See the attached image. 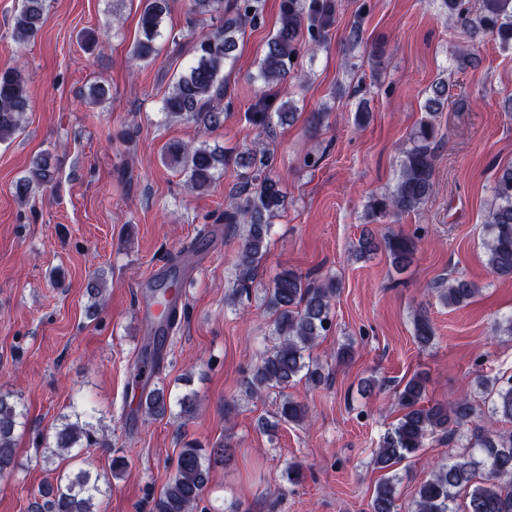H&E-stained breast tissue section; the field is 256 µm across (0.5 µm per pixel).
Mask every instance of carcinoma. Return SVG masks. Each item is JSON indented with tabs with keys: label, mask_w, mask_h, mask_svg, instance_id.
Returning <instances> with one entry per match:
<instances>
[{
	"label": "carcinoma",
	"mask_w": 512,
	"mask_h": 512,
	"mask_svg": "<svg viewBox=\"0 0 512 512\" xmlns=\"http://www.w3.org/2000/svg\"><path fill=\"white\" fill-rule=\"evenodd\" d=\"M45 0H24V7L13 22V39L17 47L35 38L42 27ZM187 14L206 17L210 28L201 32L193 43L194 63L174 78L163 101L169 117L193 123L210 131L224 122V66L233 59L235 34L263 18L265 0H187ZM445 19L456 22L470 34H487L503 48H512V0H441ZM170 12V0H142L139 23L143 38L132 50L137 61L156 57V41L161 37L163 16ZM336 13V0H282L279 24L266 43L255 80L261 88L284 87L302 52L313 51L328 39ZM451 97L448 83L432 85V95L424 108L428 117L419 121L411 134V146L399 160L396 184L386 194L372 197L366 215L373 222L390 214L415 211L430 196L434 178V143L437 136L435 114ZM29 108L28 78L24 69L12 67L0 71V143L10 139L21 127ZM296 106L288 99L277 107L260 99L255 111L245 113V120L265 130L273 122L283 124L295 117ZM51 156L44 153L34 162L31 176L15 184V195L24 200L32 191V183H49L54 178ZM162 159L183 173L192 191L208 190L229 160L224 151L202 142H170L163 147ZM244 169L241 180L230 190L224 209V223L244 226L235 264L233 295H250L256 275L269 249V228L273 218L284 209L285 192L273 173L272 160L266 151L251 147L234 158ZM493 200L485 216L488 230L485 241L486 262L492 274L512 277V164L499 167L492 186ZM382 250L392 267L400 270L413 262L416 245L409 235L388 232L377 238L364 234L359 239L358 253L368 256ZM181 281L172 277L150 289L151 302L166 308L155 329L148 332L147 346L134 379L147 369L160 368L163 334L178 324L177 313L167 311L172 300L181 297ZM338 290L336 281L328 278L312 280L293 269H284L263 289L262 302L275 315L272 335L274 344L256 364L246 391L259 397L270 388H286L288 383L303 379L312 385L324 381L322 369L310 361V351L330 328L332 300ZM438 300L446 307L460 308L471 302L478 286L464 277H452L448 284L435 289ZM414 335L421 346L430 344L434 329L430 320L415 318ZM492 408L485 417L469 397L463 395L449 404H423L426 381L420 375L409 379L398 391L404 414L383 437L375 451L376 463L383 469L412 459L423 448L425 440L439 432L451 435L450 426L464 425L482 418L483 425L474 435L475 446L464 448L446 464L431 472L419 486L407 508L396 497L397 476L383 479L376 487L371 502L372 512H512V431L495 429L497 416L512 419V377L486 385ZM179 407L178 416H189L195 409V397L185 392L171 401L165 387H155L140 397V410L148 416L163 417L172 405ZM307 417L304 405L288 396L278 408V421L300 423ZM25 413L20 402L10 393H0V475L15 467L18 429L25 426ZM43 448V462L69 455L77 458L85 448H112L106 426L91 414L76 416L61 423L51 434H37ZM224 447L205 448L196 441L183 444L175 471L159 496L153 512H193L203 495L212 466L228 459ZM122 457L112 459V477L94 474L80 468L74 474L57 476L33 492L31 512H98V501L112 489L111 479L125 469ZM462 505H457L458 498Z\"/></svg>",
	"instance_id": "cac0c4a2"
}]
</instances>
